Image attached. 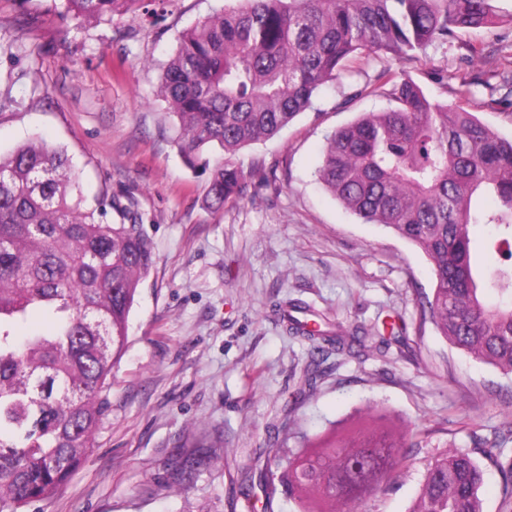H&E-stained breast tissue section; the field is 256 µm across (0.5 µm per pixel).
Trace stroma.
<instances>
[{
	"label": "stroma",
	"mask_w": 512,
	"mask_h": 512,
	"mask_svg": "<svg viewBox=\"0 0 512 512\" xmlns=\"http://www.w3.org/2000/svg\"><path fill=\"white\" fill-rule=\"evenodd\" d=\"M223 5L169 0L159 21L138 11L81 22L61 0H0V155L34 136L66 148L87 205L105 197L134 211L155 260L94 446L40 507L301 512L275 453L299 452L379 405L413 445L352 512H407L432 461L469 445V429L512 415V375L439 336L422 308L434 276L417 247L363 223L316 181L327 138L389 109L377 76L403 65L371 54L278 136L243 149L247 194L216 211L204 203L210 171L184 164L156 88L180 32ZM403 67L443 104L455 103L462 80L481 77L471 112L512 138V24L460 34ZM365 85L371 95L353 98ZM296 300L330 324L368 331L366 357L329 355L310 392L300 372L311 345L278 314ZM386 324L402 339L385 347L373 330ZM179 450L206 459L180 483Z\"/></svg>",
	"instance_id": "1"
}]
</instances>
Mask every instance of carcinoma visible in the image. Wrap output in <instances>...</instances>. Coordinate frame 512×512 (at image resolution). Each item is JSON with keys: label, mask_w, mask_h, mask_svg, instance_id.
Returning a JSON list of instances; mask_svg holds the SVG:
<instances>
[{"label": "carcinoma", "mask_w": 512, "mask_h": 512, "mask_svg": "<svg viewBox=\"0 0 512 512\" xmlns=\"http://www.w3.org/2000/svg\"><path fill=\"white\" fill-rule=\"evenodd\" d=\"M85 20L121 16L145 0H62ZM498 0H236L183 30L162 67L158 97L178 127L184 162L204 151L223 157L211 169L205 203L241 198L236 161L247 146L275 137L313 107L323 86L376 51L401 62L436 42L494 22ZM394 106L362 114L328 139L318 181L366 224L392 230L432 265L435 288L423 307L439 335L474 359L512 375V302L490 305L484 291L512 289V140L458 101L432 100L405 69L385 70ZM112 201L84 205L72 158L34 140L0 156V512H25L59 492L90 448L112 387V367L128 343L138 288L154 264L143 225L131 212L105 221ZM492 224L486 249L502 253L484 272L471 227ZM283 319L312 343L305 385L317 356L331 349L361 356L359 330L324 329L325 317ZM375 408L361 440L333 434L288 454L281 480L312 500V512H347L380 489L410 448L407 435ZM512 438V419L473 448L495 462L512 487V459L492 449ZM484 469L455 450L428 467L408 512H483Z\"/></svg>", "instance_id": "obj_1"}]
</instances>
